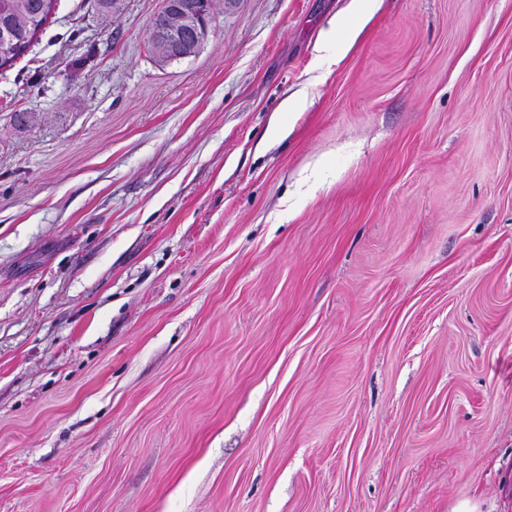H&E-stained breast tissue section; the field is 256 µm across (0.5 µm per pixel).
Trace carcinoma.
Masks as SVG:
<instances>
[{
  "label": "carcinoma",
  "instance_id": "obj_1",
  "mask_svg": "<svg viewBox=\"0 0 512 512\" xmlns=\"http://www.w3.org/2000/svg\"><path fill=\"white\" fill-rule=\"evenodd\" d=\"M56 0H0V69L12 67L24 56L55 10ZM196 7L195 0H169L154 19L150 43L158 61L173 59L175 50L194 52L193 34L177 19Z\"/></svg>",
  "mask_w": 512,
  "mask_h": 512
}]
</instances>
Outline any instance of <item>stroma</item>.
Returning a JSON list of instances; mask_svg holds the SVG:
<instances>
[{
    "instance_id": "obj_1",
    "label": "stroma",
    "mask_w": 512,
    "mask_h": 512,
    "mask_svg": "<svg viewBox=\"0 0 512 512\" xmlns=\"http://www.w3.org/2000/svg\"><path fill=\"white\" fill-rule=\"evenodd\" d=\"M349 2L0 72V512H512V0Z\"/></svg>"
}]
</instances>
